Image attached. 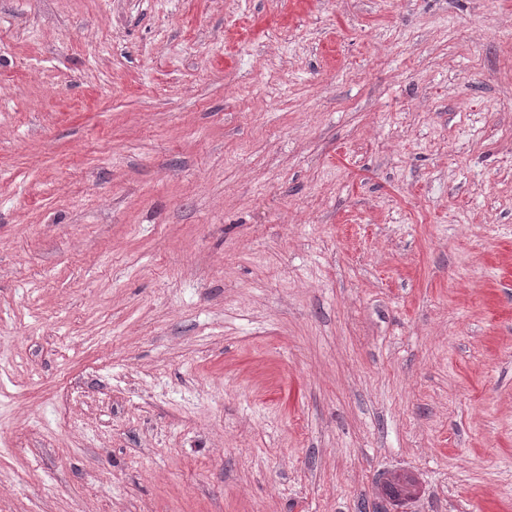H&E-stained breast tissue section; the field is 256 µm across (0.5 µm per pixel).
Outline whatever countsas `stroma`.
<instances>
[{"mask_svg":"<svg viewBox=\"0 0 512 512\" xmlns=\"http://www.w3.org/2000/svg\"><path fill=\"white\" fill-rule=\"evenodd\" d=\"M512 512V0H0V512Z\"/></svg>","mask_w":512,"mask_h":512,"instance_id":"obj_1","label":"stroma"}]
</instances>
